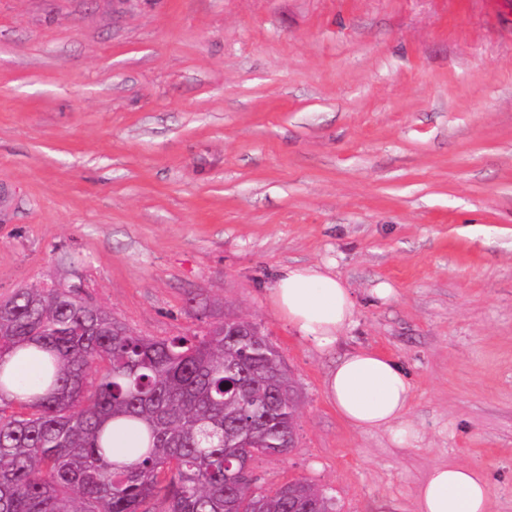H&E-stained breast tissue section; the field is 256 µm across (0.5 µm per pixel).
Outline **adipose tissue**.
<instances>
[{
    "mask_svg": "<svg viewBox=\"0 0 512 512\" xmlns=\"http://www.w3.org/2000/svg\"><path fill=\"white\" fill-rule=\"evenodd\" d=\"M268 299L298 336L320 350L332 348L356 314L351 288L327 264L284 268ZM323 389L355 429L389 432L401 445L413 439L406 419L413 385L393 358L372 350L346 353L325 376ZM490 500V484L480 469L437 465L417 490L416 512H490Z\"/></svg>",
    "mask_w": 512,
    "mask_h": 512,
    "instance_id": "obj_1",
    "label": "adipose tissue"
}]
</instances>
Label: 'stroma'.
<instances>
[{
  "mask_svg": "<svg viewBox=\"0 0 512 512\" xmlns=\"http://www.w3.org/2000/svg\"><path fill=\"white\" fill-rule=\"evenodd\" d=\"M326 263L321 351L268 290ZM53 283L154 339L257 323L297 392L262 489L415 512L465 464L512 512V0H0V299ZM356 349L410 375V445L325 398ZM276 313L319 350L332 348L356 314L352 290L329 264L284 268L269 290Z\"/></svg>",
  "mask_w": 512,
  "mask_h": 512,
  "instance_id": "obj_1",
  "label": "stroma"
}]
</instances>
